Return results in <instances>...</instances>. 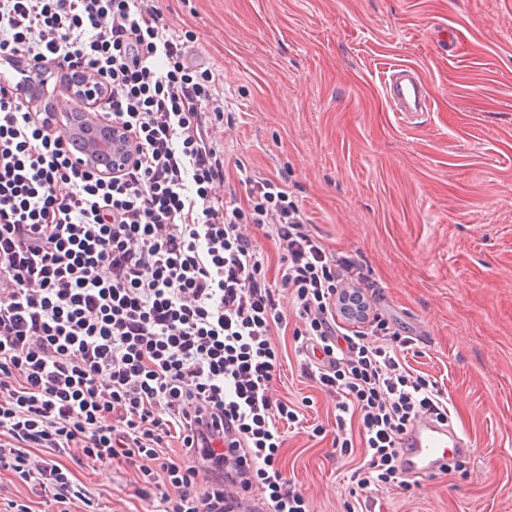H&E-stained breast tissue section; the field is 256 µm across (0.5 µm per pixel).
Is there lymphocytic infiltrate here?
<instances>
[{
    "mask_svg": "<svg viewBox=\"0 0 512 512\" xmlns=\"http://www.w3.org/2000/svg\"><path fill=\"white\" fill-rule=\"evenodd\" d=\"M191 40L145 0H0V65L97 76L92 109L133 148L108 178L76 164L52 116L0 81V469L54 512L87 500L66 456L135 471L155 512H236L234 488L257 490L264 512H308L277 463L282 424L300 423L272 393L285 298L304 374L336 399L341 453L364 450L360 492L404 478L418 418L448 422L375 280L312 232L283 181L241 165L246 205L216 194L224 110L212 72L186 62Z\"/></svg>",
    "mask_w": 512,
    "mask_h": 512,
    "instance_id": "f902f5d3",
    "label": "lymphocytic infiltrate"
}]
</instances>
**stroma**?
I'll return each instance as SVG.
<instances>
[{
	"mask_svg": "<svg viewBox=\"0 0 512 512\" xmlns=\"http://www.w3.org/2000/svg\"><path fill=\"white\" fill-rule=\"evenodd\" d=\"M154 5L168 34H193L190 60L235 119L218 135L227 162L281 178L312 231L382 284L381 312L415 340L408 365L448 394L472 448L458 470L358 494L363 458L334 444L335 406L301 370L291 312L274 386L308 425L287 434L285 477L310 512H512V0ZM400 63L422 73L430 111H391ZM71 470L108 512H150L132 471Z\"/></svg>",
	"mask_w": 512,
	"mask_h": 512,
	"instance_id": "1",
	"label": "stroma"
}]
</instances>
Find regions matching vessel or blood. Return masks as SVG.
Wrapping results in <instances>:
<instances>
[{
	"label": "vessel or blood",
	"instance_id": "obj_1",
	"mask_svg": "<svg viewBox=\"0 0 512 512\" xmlns=\"http://www.w3.org/2000/svg\"><path fill=\"white\" fill-rule=\"evenodd\" d=\"M385 92L392 111L425 112L430 108L424 80L413 67H393L385 80ZM465 450V443L449 426L423 418L404 440L400 462L406 472L426 480Z\"/></svg>",
	"mask_w": 512,
	"mask_h": 512
}]
</instances>
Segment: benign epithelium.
Returning a JSON list of instances; mask_svg holds the SVG:
<instances>
[{
    "label": "benign epithelium",
    "mask_w": 512,
    "mask_h": 512,
    "mask_svg": "<svg viewBox=\"0 0 512 512\" xmlns=\"http://www.w3.org/2000/svg\"><path fill=\"white\" fill-rule=\"evenodd\" d=\"M98 89V79L85 74L75 77L66 93L68 98L87 104L96 97ZM69 122L73 131L71 144L98 172L114 174L128 164L132 149L122 127L95 117L85 109L69 113Z\"/></svg>",
    "instance_id": "benign-epithelium-1"
}]
</instances>
